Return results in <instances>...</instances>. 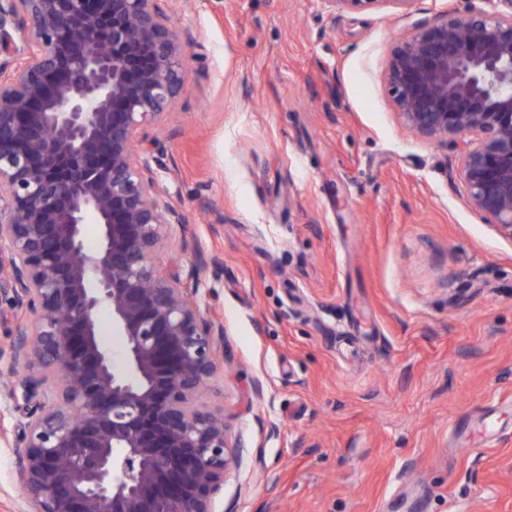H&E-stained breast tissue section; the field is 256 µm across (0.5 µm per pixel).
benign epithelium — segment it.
I'll use <instances>...</instances> for the list:
<instances>
[{"instance_id":"7a95c632","label":"benign epithelium","mask_w":512,"mask_h":512,"mask_svg":"<svg viewBox=\"0 0 512 512\" xmlns=\"http://www.w3.org/2000/svg\"><path fill=\"white\" fill-rule=\"evenodd\" d=\"M487 4L412 27L386 86L405 127L462 143L469 208L512 238V0ZM188 47L158 0H0V292L25 318L5 395L22 400L27 512H214L238 464L202 401L224 324L195 301L197 272L159 259L185 216L158 188L166 150L144 147Z\"/></svg>"}]
</instances>
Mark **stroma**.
<instances>
[{
    "label": "stroma",
    "mask_w": 512,
    "mask_h": 512,
    "mask_svg": "<svg viewBox=\"0 0 512 512\" xmlns=\"http://www.w3.org/2000/svg\"><path fill=\"white\" fill-rule=\"evenodd\" d=\"M456 2L486 7L160 0L192 45L148 133L195 243L161 261H220L199 274L225 330L204 399L242 443L215 512H512V238L385 82L395 40ZM21 415L0 400V512L25 508Z\"/></svg>",
    "instance_id": "1"
}]
</instances>
